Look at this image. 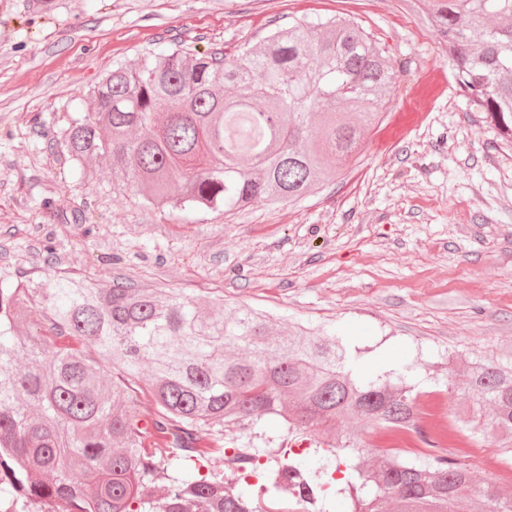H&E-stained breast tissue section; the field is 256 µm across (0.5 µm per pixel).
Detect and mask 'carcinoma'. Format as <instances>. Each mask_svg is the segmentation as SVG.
<instances>
[{
    "mask_svg": "<svg viewBox=\"0 0 512 512\" xmlns=\"http://www.w3.org/2000/svg\"><path fill=\"white\" fill-rule=\"evenodd\" d=\"M410 7L448 42L464 96L512 137V0ZM392 80L356 22L304 18L231 58L176 48L118 62L62 139L71 161L105 160L149 205L292 203L341 171ZM356 361L341 336L279 334L247 306L226 317L220 297L0 275V512H287L292 490L319 503L331 483L352 512H458L479 482L469 460L388 452L373 466L358 433L326 428L414 420L418 383ZM464 392L490 407L466 421L473 432H512V362H469ZM273 417L323 437L317 457L275 462L249 492L226 485L224 468L253 470L259 455L229 456L224 439Z\"/></svg>",
    "mask_w": 512,
    "mask_h": 512,
    "instance_id": "cac0c4a2",
    "label": "carcinoma"
}]
</instances>
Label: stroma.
Wrapping results in <instances>:
<instances>
[{"label":"stroma","mask_w":512,"mask_h":512,"mask_svg":"<svg viewBox=\"0 0 512 512\" xmlns=\"http://www.w3.org/2000/svg\"><path fill=\"white\" fill-rule=\"evenodd\" d=\"M355 19L392 63L379 125L334 181L291 204L229 213L151 208L82 175L61 133L93 108L114 62L185 47L231 55L302 18ZM52 208H45L44 199ZM81 209L84 236L60 214ZM56 271L104 285L223 297L282 330L331 327L367 372L411 371L469 404L452 354L512 350V139L463 96L448 44L406 0H0V273ZM501 433L467 436L481 487L512 506Z\"/></svg>","instance_id":"35a3bbf8"}]
</instances>
